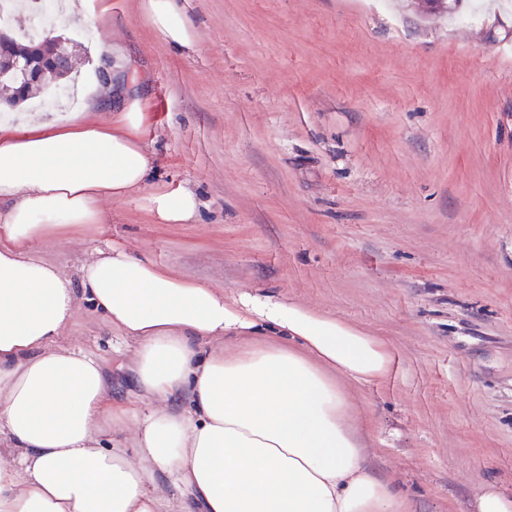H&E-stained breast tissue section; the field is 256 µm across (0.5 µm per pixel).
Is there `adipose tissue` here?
<instances>
[{"instance_id": "ef3b65f1", "label": "adipose tissue", "mask_w": 512, "mask_h": 512, "mask_svg": "<svg viewBox=\"0 0 512 512\" xmlns=\"http://www.w3.org/2000/svg\"><path fill=\"white\" fill-rule=\"evenodd\" d=\"M143 9L164 42L196 45L175 0ZM99 108L63 125L0 119V447L12 456L0 512H409L366 466L344 386L387 375L382 341L270 296L226 300L114 247L76 284L31 256L63 227L107 223L102 200L148 177L139 104L117 126L92 124ZM150 204L171 224L198 208L183 187ZM82 299L135 345L138 414L113 401L90 353L62 341ZM264 331L274 342L257 341ZM130 422L135 447H103Z\"/></svg>"}]
</instances>
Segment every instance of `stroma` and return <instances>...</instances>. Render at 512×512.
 <instances>
[{
    "label": "stroma",
    "instance_id": "stroma-1",
    "mask_svg": "<svg viewBox=\"0 0 512 512\" xmlns=\"http://www.w3.org/2000/svg\"><path fill=\"white\" fill-rule=\"evenodd\" d=\"M61 24L96 91L114 44L146 121L145 185L104 224L34 242L76 277L113 245L225 299L270 295L377 337L378 383L351 388L370 467L410 512H475L512 493V7L472 19L421 0H179L195 48L163 42L141 0ZM194 220L149 209L162 188ZM131 400L134 347L87 301L65 331ZM150 204L158 218L170 224H182L192 220L198 208L196 195L183 187L154 194ZM512 494L494 484H486L476 500V512H511Z\"/></svg>",
    "mask_w": 512,
    "mask_h": 512
}]
</instances>
